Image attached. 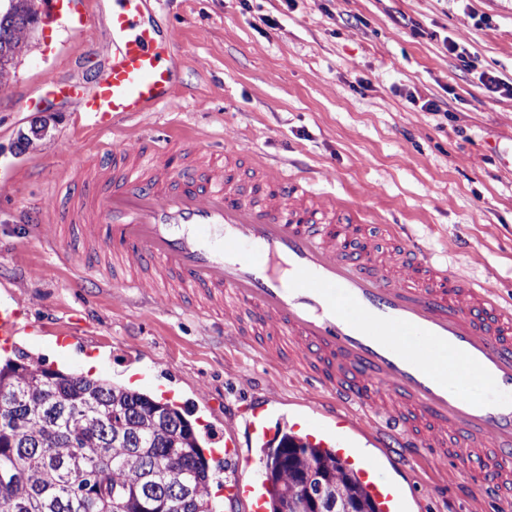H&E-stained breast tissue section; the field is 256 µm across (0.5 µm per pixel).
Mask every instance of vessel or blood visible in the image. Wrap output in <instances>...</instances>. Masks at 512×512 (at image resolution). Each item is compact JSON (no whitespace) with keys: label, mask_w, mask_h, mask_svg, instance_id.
<instances>
[{"label":"vessel or blood","mask_w":512,"mask_h":512,"mask_svg":"<svg viewBox=\"0 0 512 512\" xmlns=\"http://www.w3.org/2000/svg\"><path fill=\"white\" fill-rule=\"evenodd\" d=\"M143 4L112 0V53L95 84L59 89L88 128L108 132L115 117L176 106L178 39ZM63 17L76 34L92 22L51 0L48 23ZM100 150L92 169L57 183L49 206L22 210L34 237L75 271L95 248L134 263L141 275L130 287L158 299L179 289L188 309L218 305L243 346L270 337L266 355L327 400L293 431L350 468L378 512L406 510L389 472L397 458L459 461L457 482L474 506L494 499L512 512V308L492 289L474 287L399 224L387 227L396 259L348 250L369 212L313 197L304 174L261 169L267 192L256 205L236 169L198 174V141ZM75 230L85 250L72 247ZM248 426L255 445L275 442L263 411L252 410ZM362 427L382 457L355 448L351 433ZM224 497L250 512L271 507L258 479H227Z\"/></svg>","instance_id":"obj_1"}]
</instances>
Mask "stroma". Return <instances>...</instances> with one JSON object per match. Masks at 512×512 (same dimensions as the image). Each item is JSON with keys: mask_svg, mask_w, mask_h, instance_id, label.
Masks as SVG:
<instances>
[{"mask_svg": "<svg viewBox=\"0 0 512 512\" xmlns=\"http://www.w3.org/2000/svg\"><path fill=\"white\" fill-rule=\"evenodd\" d=\"M93 22L39 26L0 94V306L24 312L2 358L25 354L65 372L125 385L176 403L207 448L242 439L240 406L269 401L270 425L289 430L321 399L261 353L240 349L223 314L181 305L148 311L136 289L102 286L107 259L74 284L67 263L18 214L58 178L96 154L99 140L202 138L199 167L235 148L242 170L258 162L306 172L318 195L367 207L355 239L393 251L404 225L434 256L512 304V97L487 95L458 70L444 43L512 80V0H148L180 45V109L114 120L106 136L82 129L56 85L91 86L109 52L112 0H89ZM400 10L419 34L396 29ZM352 15L363 24L349 23ZM93 58H84L85 49ZM448 104L426 111L425 101ZM39 135H32V128ZM80 138L83 153L68 141ZM96 359L85 369V359ZM453 463L403 466L409 512H471L452 484Z\"/></svg>", "mask_w": 512, "mask_h": 512, "instance_id": "35a3bbf8", "label": "stroma"}]
</instances>
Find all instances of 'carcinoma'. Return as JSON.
<instances>
[{
    "mask_svg": "<svg viewBox=\"0 0 512 512\" xmlns=\"http://www.w3.org/2000/svg\"><path fill=\"white\" fill-rule=\"evenodd\" d=\"M39 21L36 0H0V87ZM114 426L139 446L114 441ZM217 469L192 423L168 402L103 379L49 372L38 361L0 364L3 512H217L207 498ZM311 472L330 477L347 504L377 512L341 460L290 432L266 464L272 512H284L286 487ZM175 484L199 493L174 499Z\"/></svg>",
    "mask_w": 512,
    "mask_h": 512,
    "instance_id": "carcinoma-1",
    "label": "carcinoma"
}]
</instances>
